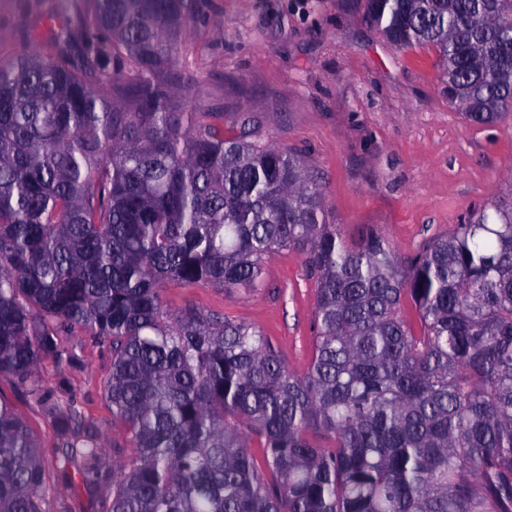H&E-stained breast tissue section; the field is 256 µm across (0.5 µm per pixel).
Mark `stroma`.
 Segmentation results:
<instances>
[{
	"mask_svg": "<svg viewBox=\"0 0 512 512\" xmlns=\"http://www.w3.org/2000/svg\"><path fill=\"white\" fill-rule=\"evenodd\" d=\"M69 0H0V58L41 50L50 13ZM363 0H199L179 64L193 79L191 103L222 111L226 125L246 115L267 141L308 156L321 184L326 219L348 236L382 230L401 261L448 233L477 208L512 203V118L493 127L463 120L448 104L436 51L399 49L362 19ZM174 312L194 304L255 326L293 371L307 368L315 334L316 290L301 256L267 259L262 286L162 288ZM72 361H45L42 384L53 402H74L82 431L102 440L109 467L133 453L103 395L110 350L81 330L63 339ZM0 397L39 438V453H59L44 404L0 375ZM110 486L78 472L55 477L48 512L61 502L98 512Z\"/></svg>",
	"mask_w": 512,
	"mask_h": 512,
	"instance_id": "stroma-1",
	"label": "stroma"
}]
</instances>
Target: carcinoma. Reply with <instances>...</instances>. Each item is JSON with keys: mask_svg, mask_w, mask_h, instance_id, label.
I'll use <instances>...</instances> for the list:
<instances>
[{"mask_svg": "<svg viewBox=\"0 0 512 512\" xmlns=\"http://www.w3.org/2000/svg\"><path fill=\"white\" fill-rule=\"evenodd\" d=\"M195 9L75 0L49 51L0 59V374L43 400L40 364L83 329L112 351L104 395L134 448L108 472L53 403L49 468L0 400V512H46L69 469L112 483L101 512H512V206L405 265L375 229L346 238L300 152L175 105ZM365 9L396 47L435 49L463 119L512 115V0ZM281 250L315 279L304 373L250 324L165 308L164 283L259 288Z\"/></svg>", "mask_w": 512, "mask_h": 512, "instance_id": "obj_1", "label": "carcinoma"}]
</instances>
